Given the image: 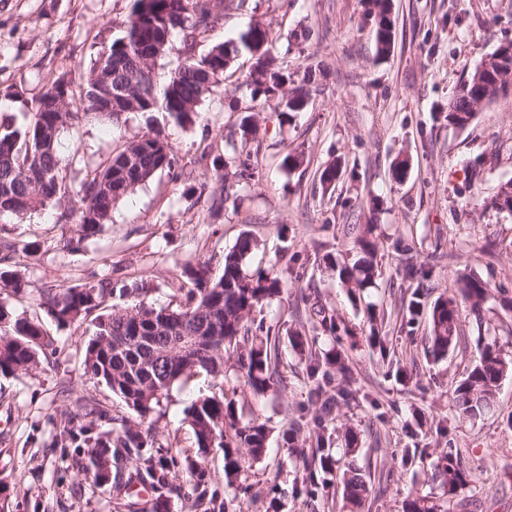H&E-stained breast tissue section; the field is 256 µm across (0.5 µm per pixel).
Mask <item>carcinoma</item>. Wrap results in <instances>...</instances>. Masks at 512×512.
<instances>
[{"instance_id":"1","label":"carcinoma","mask_w":512,"mask_h":512,"mask_svg":"<svg viewBox=\"0 0 512 512\" xmlns=\"http://www.w3.org/2000/svg\"><path fill=\"white\" fill-rule=\"evenodd\" d=\"M373 16L377 54L388 53L393 38V22L388 0H374ZM247 0H133L126 20L124 36L108 47L109 60L102 57L92 64L78 89L68 90L67 111L44 112L42 105L51 97L48 88L37 100L35 112L26 124L0 122V214L17 217L46 207L65 192L63 165L57 151L58 140L50 132L62 121L69 126L86 120L99 95L98 72L109 71L113 96L133 100L138 112H164L181 124L197 111L201 102L226 79L232 63L241 57L251 60L244 84L252 100L278 99L282 113L301 112L308 104L307 85L313 74L304 75L303 83L283 93L288 84L274 54L275 42L266 28L254 24L237 38L211 46L203 55L195 53L200 37L213 29L226 12L244 9ZM182 34L183 61L167 76L156 71L158 59L170 46L171 31ZM512 85V42L500 45L481 62L457 90L448 104V125L463 129L472 121L476 108L506 93ZM176 165L172 148L160 136H144L128 143L82 184L78 236L66 243L77 251L112 218L115 205L162 171ZM253 242L243 237L224 254V273L212 280L204 265L185 271L192 288L185 306L155 307L147 300V290L138 289L140 300L131 307H113L96 316V330L84 348V372L105 384L139 418L134 427L127 421L119 431L84 435V457L93 468V485L101 488L112 482L110 460L119 452L135 457V479L150 483L154 489L166 488L163 465L142 458L148 444L139 426L153 414L171 388L184 376L203 370L219 378L224 376V352L238 346V337L248 331L247 316L253 308L280 295L287 282L262 271L248 275L243 271ZM358 258L339 270V278L352 290L371 287L375 275L373 242L357 241ZM0 286L16 296L24 293L25 281L16 271L0 275ZM462 299L451 294L439 298L432 309L430 353L438 358L455 348L460 335L459 301L469 304L480 317L489 290L477 277L461 280ZM112 295V282L102 279L82 288H59L38 306L59 322L74 321L102 308ZM426 289L416 288L408 305L406 323L413 324L420 315ZM368 345L387 359L389 350L376 336L377 319L368 315ZM54 346L39 319L15 318L0 305V374L13 375L39 363V354ZM238 367L255 394L264 393L273 381L270 354L264 341L253 342L238 353ZM512 370V357L502 352L497 340L483 343L479 356L467 376L455 389L454 413L477 419L490 408L501 378ZM186 419L201 452L209 448L224 451V475L231 480L241 471L239 448L248 449L254 459L262 456L266 429L262 423L239 425L231 404L217 395L197 398L186 410ZM345 499L352 508H363L369 494L371 475L348 465L343 475ZM443 494L452 500L470 490L471 472L456 448H443L436 457L430 476ZM404 512H446L443 502L433 493L416 490L405 501Z\"/></svg>"}]
</instances>
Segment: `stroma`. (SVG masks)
<instances>
[{
	"instance_id": "1",
	"label": "stroma",
	"mask_w": 512,
	"mask_h": 512,
	"mask_svg": "<svg viewBox=\"0 0 512 512\" xmlns=\"http://www.w3.org/2000/svg\"><path fill=\"white\" fill-rule=\"evenodd\" d=\"M133 0H0V114L28 121L36 100L58 79L83 84L96 55L120 37ZM393 41L378 56L370 17L373 0H248L245 11L216 24L210 45L236 38L249 22L277 40L278 62L294 80L315 70L307 107L284 119L251 99L243 84L250 63L239 59L232 77L205 98L190 123L161 112H130L120 123L92 120L61 135L69 191L24 220L0 216V244L11 247L6 269L28 281L25 295L0 291L15 317L40 318L56 339L33 369L0 375V512H346L341 470L324 473L322 454L339 459L348 432L358 435V466L387 477L385 492H370L364 512H403L412 489L424 487L439 449H460L472 472L468 508L448 512H512V372L499 382L491 409L475 421L453 413L454 390L471 369L479 339H497L512 353V210L491 203L512 182V90L478 107L465 129L444 113L463 79L501 44L512 41V0H390ZM256 115L257 131L241 122ZM165 137L178 160L175 173H158L120 202L112 219L81 249L77 234L80 187L98 166L132 140ZM208 159H201V151ZM303 157L288 169L287 154ZM408 159L406 179L393 164ZM251 180L237 181L240 161ZM338 163L332 187L323 169ZM234 201L214 205V198ZM377 245L372 287L352 298L337 265L351 264L356 241ZM257 246L247 272L264 269L287 279V293L255 307L251 331L269 332L278 372L264 395L247 385L235 351L224 355V375L196 372L176 383L151 418L145 455L162 459L169 486L145 490L128 475L97 489L85 478L79 448L80 406L97 400L108 412L96 432L116 430L133 413L105 384L85 376L83 349L93 319L66 325L37 306L42 292L107 278V305L129 306L144 288L155 306L185 304L186 267L207 263L211 277L241 236ZM432 267L420 323L402 322L413 281L405 263ZM483 279L490 297L481 318L461 313V339L448 355L428 352L435 301L458 291L460 278ZM336 320L324 333L319 308ZM387 319L381 336L408 376L395 378L365 338L366 312ZM317 338L316 349H294L292 333ZM341 354L347 376L333 389L352 391L325 421L308 399L316 354ZM223 392L239 423L268 430L261 460L240 449L245 468L235 483L224 477V453L199 454L184 410L198 396ZM416 452L402 467L403 449ZM314 480L304 492L306 480Z\"/></svg>"
}]
</instances>
